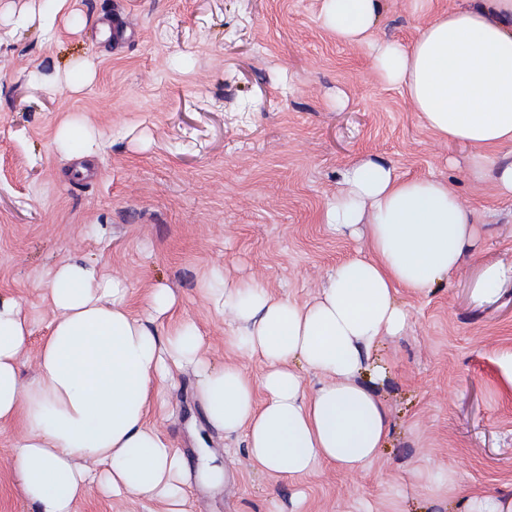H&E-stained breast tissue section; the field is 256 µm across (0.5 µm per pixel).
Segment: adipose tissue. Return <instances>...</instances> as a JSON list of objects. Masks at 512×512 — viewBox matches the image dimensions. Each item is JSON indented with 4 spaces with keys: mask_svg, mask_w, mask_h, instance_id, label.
<instances>
[{
    "mask_svg": "<svg viewBox=\"0 0 512 512\" xmlns=\"http://www.w3.org/2000/svg\"><path fill=\"white\" fill-rule=\"evenodd\" d=\"M383 3L323 0L320 20L337 41L369 46L376 81L399 89L437 139L469 145L474 177L493 167L498 193L511 197L512 0L441 10L412 0L425 21L408 45L371 40ZM339 184L322 222L364 239L366 251L336 265L314 302L217 272L204 290L212 312L231 321L229 344L261 365L259 379L203 355L198 325L172 314L170 288H152L136 315L125 279L69 258L45 283L54 316L38 374L26 382L20 357L35 321L19 299L0 298V426L24 431L15 476L31 512H76L92 487L191 512L187 461L150 421L151 406L187 369L207 424L242 440L256 473L294 480L322 464L355 472L377 459L390 422L373 388L385 368L371 364V352L407 325L401 291L424 294L448 280L478 228L473 211L433 176L360 159ZM308 373L316 378L310 387Z\"/></svg>",
    "mask_w": 512,
    "mask_h": 512,
    "instance_id": "obj_1",
    "label": "adipose tissue"
}]
</instances>
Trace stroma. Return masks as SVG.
Returning <instances> with one entry per match:
<instances>
[{"mask_svg":"<svg viewBox=\"0 0 512 512\" xmlns=\"http://www.w3.org/2000/svg\"><path fill=\"white\" fill-rule=\"evenodd\" d=\"M41 0H0V295L19 298L38 327L20 371L37 372L51 311L48 272L76 257L125 278L131 306L151 287L172 289L174 315L197 323L213 364L260 365L227 341L201 288L214 270L297 303L362 241L320 220L339 172L372 158L406 175L448 182L480 230L460 272L430 293H402L409 323L383 341L391 361L376 392L391 431L378 460L346 474L324 466L295 482L252 472L244 448L207 426L193 372L179 375L154 426L197 469L201 444L222 483L193 482L195 512H465L476 494L512 497V282L475 294L481 267L512 266V197L474 180L471 152L439 141L402 93L372 76L366 47L337 42L321 0H72L74 13L44 37ZM131 17L119 44L101 23ZM411 0H386L374 27L411 43ZM99 143L73 173L54 139L63 123ZM19 426L0 430V512H26L13 471ZM448 469L455 492L413 474Z\"/></svg>","mask_w":512,"mask_h":512,"instance_id":"35a3bbf8","label":"stroma"}]
</instances>
